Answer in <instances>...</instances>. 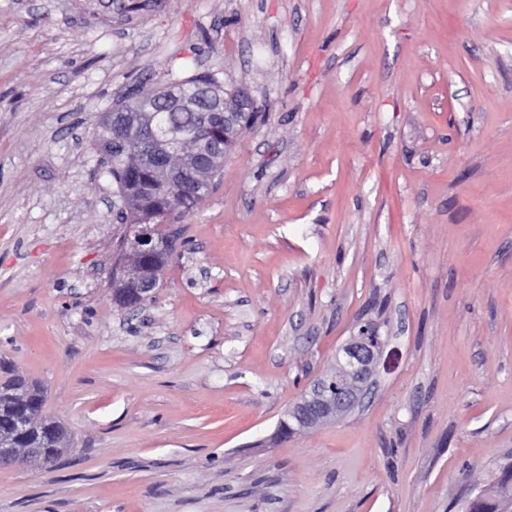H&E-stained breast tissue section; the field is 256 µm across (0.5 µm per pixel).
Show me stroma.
<instances>
[{
	"mask_svg": "<svg viewBox=\"0 0 512 512\" xmlns=\"http://www.w3.org/2000/svg\"><path fill=\"white\" fill-rule=\"evenodd\" d=\"M258 108L153 302L92 138L133 86ZM367 326L370 399L280 435ZM71 446L0 512H465L512 465V0H0V378ZM205 81H211L213 93H218L223 98L226 96L228 98V92L224 91V88L218 84V82L206 78V77H192L184 80H180L177 82H171L163 87H158L151 94H143L140 90L136 91L135 97H129L118 107L116 110H135L139 109L141 104L144 102H148L155 98L156 96L163 93L165 89L173 88L178 89L181 94L184 95H193L196 93L199 85ZM235 94V95H234ZM233 99V102L231 101ZM249 107V111H251L252 107H255V102L250 93L243 88L233 91L230 100L224 98V110L221 112L224 113V121L226 118V112H240L245 109V107ZM139 277V271L131 261L129 264L121 266V276L117 282L120 284L121 288H134L143 299L150 298L155 293L157 284L156 275L151 277Z\"/></svg>",
	"mask_w": 512,
	"mask_h": 512,
	"instance_id": "obj_1",
	"label": "stroma"
}]
</instances>
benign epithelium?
Here are the masks:
<instances>
[{
    "label": "benign epithelium",
    "instance_id": "7a95c632",
    "mask_svg": "<svg viewBox=\"0 0 512 512\" xmlns=\"http://www.w3.org/2000/svg\"><path fill=\"white\" fill-rule=\"evenodd\" d=\"M254 107L250 93L240 88L233 91L231 99L224 100V111L240 112L245 107ZM158 241L149 224L135 227L128 238V253L139 263L155 255ZM118 283L123 288H133L144 299L153 296L157 277L140 276L131 263L121 267ZM384 342L378 332L363 327L342 348L337 360L346 365L345 373L327 372L316 379L300 400L289 410L298 427L305 428L318 422L332 421L350 411L370 392L369 381L374 369L381 360ZM25 428L21 420L0 436V468L44 462L42 450L25 448Z\"/></svg>",
    "mask_w": 512,
    "mask_h": 512
}]
</instances>
